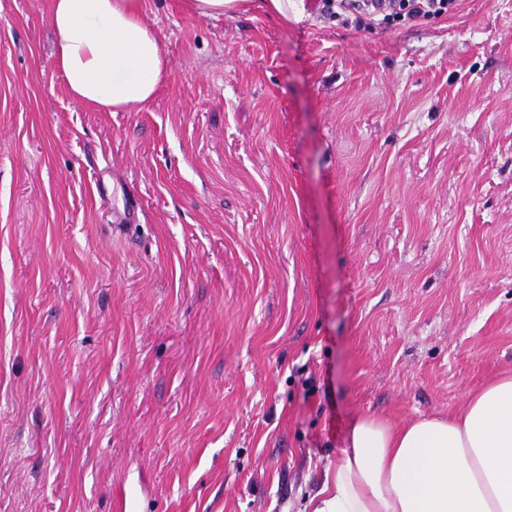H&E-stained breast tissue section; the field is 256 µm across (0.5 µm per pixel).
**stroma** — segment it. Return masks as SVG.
<instances>
[{
	"label": "stroma",
	"mask_w": 512,
	"mask_h": 512,
	"mask_svg": "<svg viewBox=\"0 0 512 512\" xmlns=\"http://www.w3.org/2000/svg\"><path fill=\"white\" fill-rule=\"evenodd\" d=\"M149 112L0 0V512H303L352 422L512 371V0H146ZM190 9L202 18H219L232 16L245 10L246 7L260 1V8L288 21L291 14L296 19H301L306 11V0H189ZM374 8V13L384 14L382 20L407 16L410 18L426 17L447 11L453 0H370L362 1ZM389 12V13H387Z\"/></svg>",
	"instance_id": "obj_1"
}]
</instances>
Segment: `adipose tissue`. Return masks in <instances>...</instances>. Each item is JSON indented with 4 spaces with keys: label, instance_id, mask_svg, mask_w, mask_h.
I'll return each instance as SVG.
<instances>
[{
    "label": "adipose tissue",
    "instance_id": "1",
    "mask_svg": "<svg viewBox=\"0 0 512 512\" xmlns=\"http://www.w3.org/2000/svg\"><path fill=\"white\" fill-rule=\"evenodd\" d=\"M302 18L306 0H190L202 18L251 4ZM53 55L70 97L106 112H148L169 80L144 0H48ZM309 512H512V374L471 394L450 416L399 425L363 415Z\"/></svg>",
    "mask_w": 512,
    "mask_h": 512
}]
</instances>
